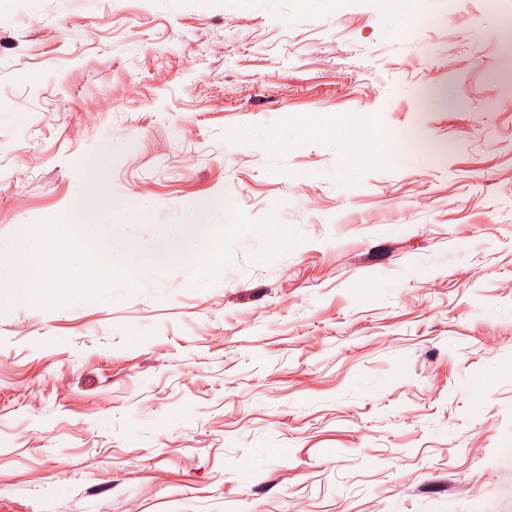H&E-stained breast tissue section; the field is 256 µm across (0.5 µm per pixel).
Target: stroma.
I'll list each match as a JSON object with an SVG mask.
<instances>
[{
	"label": "stroma",
	"mask_w": 512,
	"mask_h": 512,
	"mask_svg": "<svg viewBox=\"0 0 512 512\" xmlns=\"http://www.w3.org/2000/svg\"><path fill=\"white\" fill-rule=\"evenodd\" d=\"M0 242L68 206L220 199L299 236L67 309L0 308V512H512V0H29L0 7ZM385 142L345 179L318 140ZM284 120L295 139L320 140L332 147H336V142L340 144L343 149L341 171L345 177L392 151L379 138L376 129L357 113L340 112L330 116L316 112L305 119L286 113Z\"/></svg>",
	"instance_id": "obj_1"
}]
</instances>
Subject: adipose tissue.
Here are the masks:
<instances>
[{
	"mask_svg": "<svg viewBox=\"0 0 512 512\" xmlns=\"http://www.w3.org/2000/svg\"><path fill=\"white\" fill-rule=\"evenodd\" d=\"M284 120L294 138L320 140L330 146L341 145V171L346 177L390 151L376 129L355 113L340 112L330 116L317 112L305 119L288 114Z\"/></svg>",
	"mask_w": 512,
	"mask_h": 512,
	"instance_id": "ef3b65f1",
	"label": "adipose tissue"
}]
</instances>
